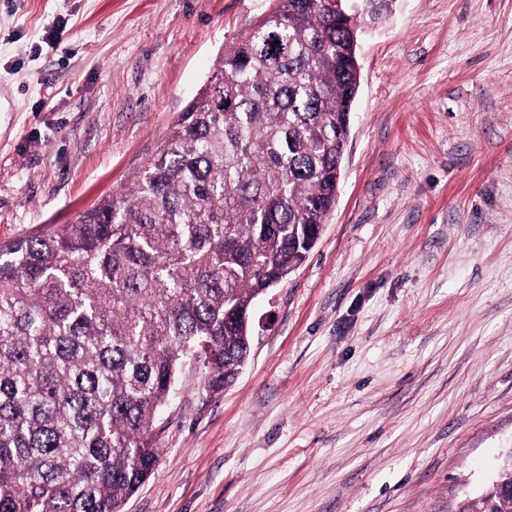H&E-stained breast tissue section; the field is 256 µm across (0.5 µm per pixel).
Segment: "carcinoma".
Segmentation results:
<instances>
[{
  "label": "carcinoma",
  "instance_id": "cac0c4a2",
  "mask_svg": "<svg viewBox=\"0 0 512 512\" xmlns=\"http://www.w3.org/2000/svg\"><path fill=\"white\" fill-rule=\"evenodd\" d=\"M357 60L331 0H271L130 186L0 246V512H123L185 363L211 392L234 381L244 315L336 205Z\"/></svg>",
  "mask_w": 512,
  "mask_h": 512
}]
</instances>
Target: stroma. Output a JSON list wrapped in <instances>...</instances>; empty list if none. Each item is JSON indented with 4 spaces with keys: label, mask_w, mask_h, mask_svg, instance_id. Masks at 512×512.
Here are the masks:
<instances>
[{
    "label": "stroma",
    "mask_w": 512,
    "mask_h": 512,
    "mask_svg": "<svg viewBox=\"0 0 512 512\" xmlns=\"http://www.w3.org/2000/svg\"><path fill=\"white\" fill-rule=\"evenodd\" d=\"M269 0H0V244L131 183ZM337 202L124 512H456L512 453V0L362 38Z\"/></svg>",
    "instance_id": "obj_1"
}]
</instances>
